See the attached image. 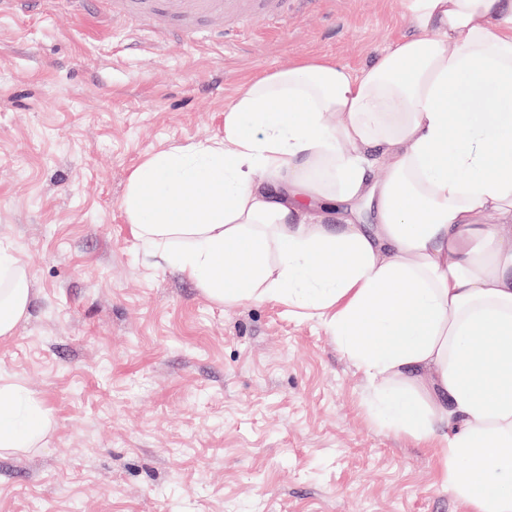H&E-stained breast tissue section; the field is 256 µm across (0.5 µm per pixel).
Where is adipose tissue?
I'll list each match as a JSON object with an SVG mask.
<instances>
[{"label": "adipose tissue", "mask_w": 512, "mask_h": 512, "mask_svg": "<svg viewBox=\"0 0 512 512\" xmlns=\"http://www.w3.org/2000/svg\"><path fill=\"white\" fill-rule=\"evenodd\" d=\"M400 7L414 32L373 65L313 59L245 84L223 138L149 156L123 208L212 300L325 317L376 382L378 418L440 444L449 489L475 512H512V0ZM350 201L377 224L315 223ZM27 278L0 242V338L27 315ZM47 429L0 380V451Z\"/></svg>", "instance_id": "obj_1"}]
</instances>
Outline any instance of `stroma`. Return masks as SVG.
I'll return each mask as SVG.
<instances>
[{"mask_svg": "<svg viewBox=\"0 0 512 512\" xmlns=\"http://www.w3.org/2000/svg\"><path fill=\"white\" fill-rule=\"evenodd\" d=\"M412 32L399 0H294L283 29L258 0H0V240L30 291L0 377L50 421L0 455V512H473L321 318L209 299L122 206L144 159L223 137L241 85Z\"/></svg>", "mask_w": 512, "mask_h": 512, "instance_id": "1", "label": "stroma"}]
</instances>
